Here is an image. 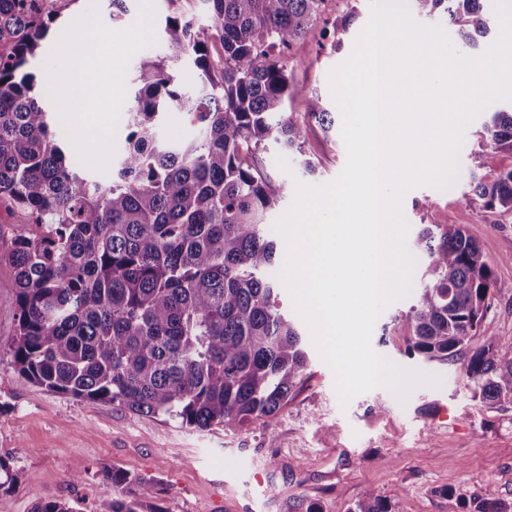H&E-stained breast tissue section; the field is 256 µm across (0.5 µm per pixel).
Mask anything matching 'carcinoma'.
<instances>
[{"mask_svg": "<svg viewBox=\"0 0 512 512\" xmlns=\"http://www.w3.org/2000/svg\"><path fill=\"white\" fill-rule=\"evenodd\" d=\"M58 0H0V207L43 232L14 238L15 368L49 391L166 414L193 430H235L273 416L303 383L305 336L280 308L269 276L280 258L267 216L280 193L261 160L265 142L306 157L304 120L326 132L335 118L315 94L304 119L286 111L288 56L317 24L325 0H205L209 24L167 0L165 54L140 63L127 147L102 179L67 161L51 115L27 72L60 16ZM448 15L455 40L474 50L491 31L481 0H412ZM220 39L223 54L210 52ZM192 61L193 94L176 66ZM192 116L196 140L158 136L162 110ZM471 156L470 189L488 210L512 211V108L495 112ZM417 244L429 263L407 317L406 353L459 358L491 307L493 271L463 224H425ZM465 386L484 402H512V336L474 351ZM476 512H512L493 485ZM151 482L107 470L97 512H165ZM32 512H80L49 500ZM352 512H393L371 493Z\"/></svg>", "mask_w": 512, "mask_h": 512, "instance_id": "cac0c4a2", "label": "carcinoma"}]
</instances>
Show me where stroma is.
<instances>
[{"instance_id":"obj_1","label":"stroma","mask_w":512,"mask_h":512,"mask_svg":"<svg viewBox=\"0 0 512 512\" xmlns=\"http://www.w3.org/2000/svg\"><path fill=\"white\" fill-rule=\"evenodd\" d=\"M97 3L105 25L122 29L134 22L139 0H127L120 20L110 0H71L30 64L39 87L43 65L63 32ZM355 12L348 29L334 33L329 21ZM325 21L315 26L288 63L294 91L287 111L304 114V97L318 95L337 112L331 71L352 54L371 17L370 0H326ZM485 120L466 129L457 182L440 191L418 185L404 195L408 241L422 224L465 225L487 256L494 278L492 304L468 344L476 350L492 339L512 336V211L486 210L469 191L470 155L485 140ZM305 149L317 170L293 162L281 172V149L262 154L273 184L321 186L334 181L346 163L342 136H326L306 124ZM23 214L0 208V457L20 479L0 490V512H31L40 501L74 499L81 512L96 507L104 470L152 480L165 512H350L374 493L395 512H472L485 485L512 500V404H490L463 385L462 361L408 356L405 315L415 296L389 305L375 323L373 349L397 365L440 377L437 386L415 387L406 400L377 388L341 404L332 369L309 347L310 376L286 408L242 430L216 427L192 431L170 417L144 415L108 403H92L48 391L19 373L9 353L16 329L13 270L1 257L15 233H38Z\"/></svg>"}]
</instances>
